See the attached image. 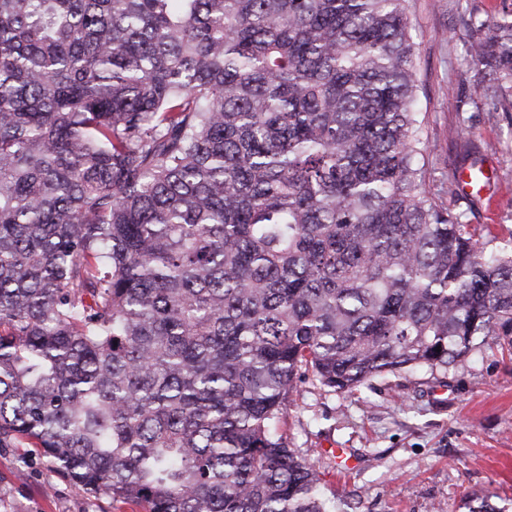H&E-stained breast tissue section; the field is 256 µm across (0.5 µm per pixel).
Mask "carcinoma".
<instances>
[{"instance_id":"obj_1","label":"carcinoma","mask_w":512,"mask_h":512,"mask_svg":"<svg viewBox=\"0 0 512 512\" xmlns=\"http://www.w3.org/2000/svg\"><path fill=\"white\" fill-rule=\"evenodd\" d=\"M512 112V17L464 20ZM409 0H0V448L142 512H332L281 424L512 348L427 184Z\"/></svg>"}]
</instances>
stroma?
I'll use <instances>...</instances> for the list:
<instances>
[{"instance_id": "1", "label": "stroma", "mask_w": 512, "mask_h": 512, "mask_svg": "<svg viewBox=\"0 0 512 512\" xmlns=\"http://www.w3.org/2000/svg\"><path fill=\"white\" fill-rule=\"evenodd\" d=\"M512 0H410L418 108L434 177L446 202L497 245L512 242V112L484 106L480 68L463 18L492 22ZM495 170L493 199L454 193L462 167ZM292 447L315 449L327 497L340 512H467L494 494L512 512V355L482 348L444 380L423 370L389 373L349 393L299 383L288 408ZM346 451L345 460L331 456ZM0 512H114L104 494L77 491L34 448H0Z\"/></svg>"}]
</instances>
